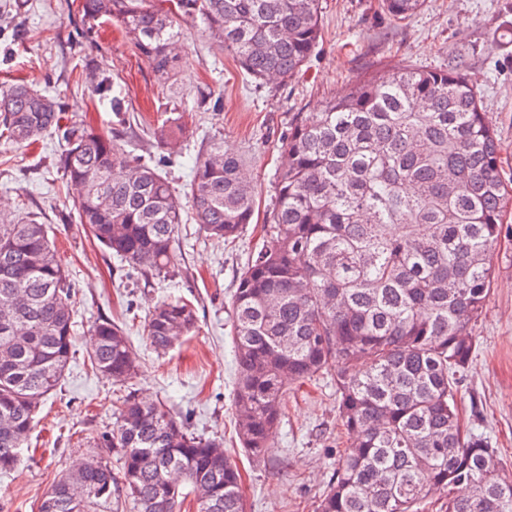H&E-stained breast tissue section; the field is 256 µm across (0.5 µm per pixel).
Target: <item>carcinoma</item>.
<instances>
[{
    "instance_id": "carcinoma-1",
    "label": "carcinoma",
    "mask_w": 512,
    "mask_h": 512,
    "mask_svg": "<svg viewBox=\"0 0 512 512\" xmlns=\"http://www.w3.org/2000/svg\"><path fill=\"white\" fill-rule=\"evenodd\" d=\"M425 0H382L396 19ZM82 31L117 23L165 82L180 69L182 25L232 52L253 80L286 81L321 35V0H79ZM180 105L152 134L181 144ZM62 133L57 167L77 189V223L134 269L175 266L181 208L152 160L82 122L27 83L0 86V139ZM262 246L232 296L239 441L264 456L287 387L332 377L347 441L317 512H512V466L458 410L473 326L494 276L512 195L498 132L459 65L363 77L322 111L296 112ZM192 219L218 241L251 223L255 188L241 159L198 149ZM73 284L48 225L0 224V475L18 470L42 400L74 353ZM196 325L193 304L163 301L146 336L165 351ZM92 368L115 383L136 360L119 324L93 326ZM103 434L114 460L89 457L53 482L37 512H246L243 476L224 447L191 433L166 406L127 394Z\"/></svg>"
}]
</instances>
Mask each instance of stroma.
I'll return each mask as SVG.
<instances>
[{"mask_svg":"<svg viewBox=\"0 0 512 512\" xmlns=\"http://www.w3.org/2000/svg\"><path fill=\"white\" fill-rule=\"evenodd\" d=\"M78 0H0V84L36 81L61 104L65 121H84L120 136L126 149L161 164L183 213L187 185L203 135L242 158L255 186L256 212L240 238L217 242L193 222L179 228L173 271L146 275L113 258L82 233L75 191L57 168V132L17 145L0 140V211L20 220L37 213L49 224L74 283L75 354L58 391L43 403L19 470L0 476V512H36L58 474L73 461L111 457L102 434L116 425L117 400L127 393L165 401L177 420L198 436L215 439L236 456L247 512H315L339 450L346 446L335 388L324 377L289 390L275 446L251 460L240 453L234 430L236 360L229 304L248 256L262 238L272 204V175L281 163V140L296 112H316L356 79L388 75L402 67L440 68L463 63L496 125L504 177L512 180V0H427L398 20L380 0H322V35L301 71L285 81L259 84L233 56L187 27L178 73L160 82L120 26L100 23L94 43L78 34ZM110 79L114 93L138 118L129 133L112 110L111 95L96 88ZM185 103L190 136L176 162L166 161L150 128L160 122L161 97ZM494 255V278L473 328L477 346L458 387L463 417L512 462V209ZM192 301L195 329L164 353L149 344L145 324L166 299ZM117 322L136 357V373L115 384L91 368L95 321Z\"/></svg>","mask_w":512,"mask_h":512,"instance_id":"obj_1","label":"stroma"}]
</instances>
